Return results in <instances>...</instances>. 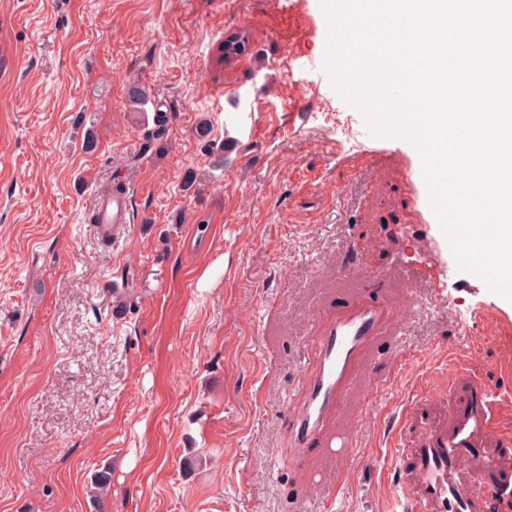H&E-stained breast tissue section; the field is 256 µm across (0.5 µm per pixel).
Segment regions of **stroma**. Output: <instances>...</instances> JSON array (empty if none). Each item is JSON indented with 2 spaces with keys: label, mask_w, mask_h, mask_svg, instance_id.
Here are the masks:
<instances>
[{
  "label": "stroma",
  "mask_w": 512,
  "mask_h": 512,
  "mask_svg": "<svg viewBox=\"0 0 512 512\" xmlns=\"http://www.w3.org/2000/svg\"><path fill=\"white\" fill-rule=\"evenodd\" d=\"M325 28L319 0H0V512H400L388 447L420 377L476 357L512 394V302L412 207L420 157L334 91ZM257 112L258 136L237 131ZM116 181L138 222L105 242L86 216ZM340 261L426 262L440 288L323 505L289 423L315 356L303 308Z\"/></svg>",
  "instance_id": "1"
}]
</instances>
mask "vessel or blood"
Wrapping results in <instances>:
<instances>
[{"mask_svg":"<svg viewBox=\"0 0 512 512\" xmlns=\"http://www.w3.org/2000/svg\"><path fill=\"white\" fill-rule=\"evenodd\" d=\"M134 194L129 187L98 199L101 230L133 224ZM425 288L437 290V280L403 263L369 267L363 281L339 266L332 290L336 309L311 312L319 323L315 361L291 424L298 469L307 470L315 458L343 469L365 406L400 371L399 359L383 371L377 358L402 330L398 297ZM511 404L483 383L473 361L441 384L420 380L390 450L403 512H500L512 500V433L500 426Z\"/></svg>","mask_w":512,"mask_h":512,"instance_id":"obj_1","label":"vessel or blood"}]
</instances>
